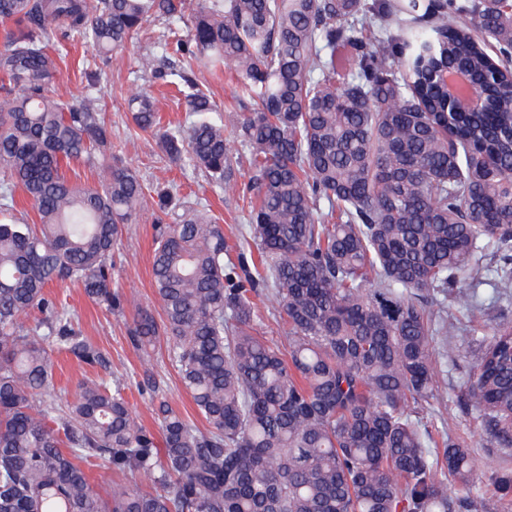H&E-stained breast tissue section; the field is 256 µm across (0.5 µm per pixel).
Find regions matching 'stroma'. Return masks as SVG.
Returning <instances> with one entry per match:
<instances>
[{
  "instance_id": "1",
  "label": "stroma",
  "mask_w": 512,
  "mask_h": 512,
  "mask_svg": "<svg viewBox=\"0 0 512 512\" xmlns=\"http://www.w3.org/2000/svg\"><path fill=\"white\" fill-rule=\"evenodd\" d=\"M163 28L162 20H149L138 40L113 52L111 63L103 68L100 84L94 88L88 87L82 73L88 63L98 60V51L73 36L56 35L50 42V51L57 60L60 73L56 94L66 100L88 96L97 99L112 129L113 144L121 147L123 160L136 171L145 186L137 217L133 223L122 225L113 253L119 291L125 299L123 314L109 313L89 299L83 288L76 284L51 290L78 320L83 335L88 336L107 360L106 365L90 367L70 354H55L53 382L56 396L62 404H70L84 382L107 377L112 371L123 372L128 383L126 396L131 412L141 427L154 434L160 431L157 408L162 399L194 423L202 421L181 382L177 367L168 356L166 341H159L155 347L146 350L134 348L129 341V329L138 310H148L157 318L162 315L153 283L152 261L155 226L168 223L169 218L159 212L154 189L160 184L169 186L179 196L193 202L197 209L209 214L224 232L226 260L237 261L243 237L249 229L248 199L215 188L204 171L186 162L171 161L161 150L156 135L138 129L127 110V99L133 92L148 90L158 100L162 124L186 126L191 121L175 87L139 71V60L146 55L153 57L155 65L167 64L168 56L157 44ZM197 80L224 114L226 136L233 142L232 179L237 184H247L252 174L249 152L236 142L235 124L238 115L251 111L252 105L238 102L231 70L204 69L198 71ZM479 294L486 304L482 321L474 325L475 331L470 334L466 331L467 319L458 317L456 324L461 332L454 342V352L452 356L439 359L444 401L418 408L416 417L435 441L447 439L469 448L476 466L474 489L484 497L488 512H512V505L502 501L497 490L485 480L490 470L512 467V443L484 435L477 419L478 412L469 403L463 385L470 368L477 363L489 342L496 323L502 317H512V297L494 299L493 290L488 286L480 287ZM84 468L93 490L103 498L116 482L135 484L146 490L152 487L142 473L117 471L105 456L90 459Z\"/></svg>"
}]
</instances>
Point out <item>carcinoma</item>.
Listing matches in <instances>:
<instances>
[{
    "label": "carcinoma",
    "mask_w": 512,
    "mask_h": 512,
    "mask_svg": "<svg viewBox=\"0 0 512 512\" xmlns=\"http://www.w3.org/2000/svg\"><path fill=\"white\" fill-rule=\"evenodd\" d=\"M151 18L182 60L170 77L193 117L161 131L224 191L238 186L224 116L197 83L230 66L252 159L246 257L224 264V234L194 215L159 227L152 274L163 317L130 328L143 349L165 338L205 421L162 402V439L139 426L112 376L56 404L54 346L94 367L101 352L47 288L76 283L122 313L112 252L143 197L112 154L92 97L51 92L58 31L103 60ZM0 512H487L469 449L431 438L413 407L443 401L435 356L456 336L449 309L484 317L477 288H512V0H0ZM483 87L476 108L444 74ZM153 131L157 100L128 98ZM96 172L73 183L63 164ZM35 219L14 212L15 191ZM157 206L179 199L156 188ZM496 267L484 264L487 256ZM277 305L288 353L257 335L253 298ZM42 317L28 324L33 310ZM483 431L512 437V319L494 327L465 380ZM106 454L156 487L91 488L82 462ZM462 489L448 495L443 476ZM487 481L508 500L512 470Z\"/></svg>",
    "instance_id": "obj_1"
}]
</instances>
